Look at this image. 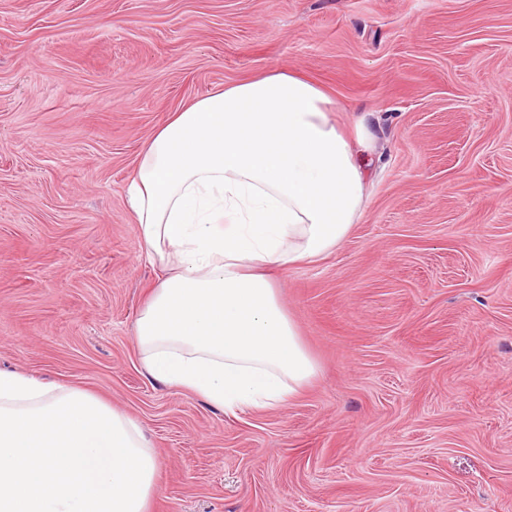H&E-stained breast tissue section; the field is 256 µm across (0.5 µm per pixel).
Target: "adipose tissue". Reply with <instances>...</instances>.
<instances>
[{
    "mask_svg": "<svg viewBox=\"0 0 512 512\" xmlns=\"http://www.w3.org/2000/svg\"><path fill=\"white\" fill-rule=\"evenodd\" d=\"M334 108L314 82L274 72L193 101L146 143L129 201L168 272L136 324L156 380L263 411L315 376L265 271L326 257L364 211L376 136L362 116L344 131Z\"/></svg>",
    "mask_w": 512,
    "mask_h": 512,
    "instance_id": "ef3b65f1",
    "label": "adipose tissue"
}]
</instances>
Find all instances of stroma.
<instances>
[{
  "label": "stroma",
  "mask_w": 512,
  "mask_h": 512,
  "mask_svg": "<svg viewBox=\"0 0 512 512\" xmlns=\"http://www.w3.org/2000/svg\"><path fill=\"white\" fill-rule=\"evenodd\" d=\"M271 71L380 159L336 251L270 272L316 377L231 412L143 367L127 187L172 112ZM0 371L137 421L149 512H512V0H0Z\"/></svg>",
  "instance_id": "35a3bbf8"
}]
</instances>
